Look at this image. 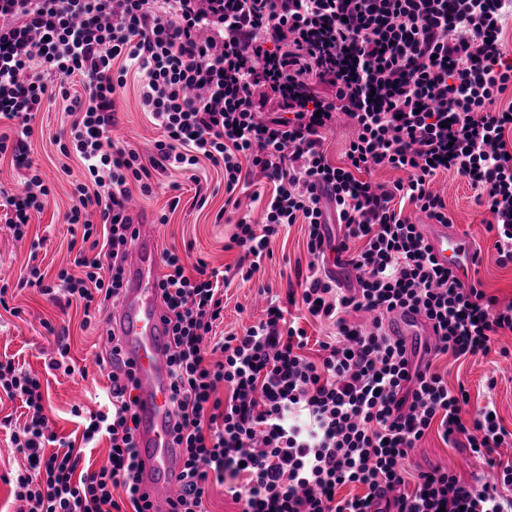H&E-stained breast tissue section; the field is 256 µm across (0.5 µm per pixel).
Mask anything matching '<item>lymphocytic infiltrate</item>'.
I'll return each instance as SVG.
<instances>
[{"label": "lymphocytic infiltrate", "mask_w": 512, "mask_h": 512, "mask_svg": "<svg viewBox=\"0 0 512 512\" xmlns=\"http://www.w3.org/2000/svg\"><path fill=\"white\" fill-rule=\"evenodd\" d=\"M511 21L512 0H224L208 14L200 0H0V156L26 171L24 193L0 187L14 237L27 236L50 195L29 153L44 104L66 101L71 122L55 142L83 170L65 215L83 227L72 270L50 282L35 262L18 287L80 303L91 324L122 296L130 188L151 196L155 175L205 160L224 172L225 207L238 212L236 193L246 189L263 204L259 220L236 222L235 265L200 258L188 268L176 251L161 256L169 400L184 449L165 512H207L209 485L237 478L241 512H512V462L494 457L512 434L493 407L465 415L467 389H450L433 367L444 355L489 353L500 331H512V300L441 266L401 209L450 223L432 184L443 172L461 175L490 214L498 264L512 265V103L498 104L512 91ZM132 70L159 131L147 155L111 136ZM321 84L332 95H320ZM269 97L281 114L259 119L258 101ZM343 115L356 135L336 165L323 136ZM381 169L403 177L372 181ZM256 173L273 183L269 199L252 190ZM299 222L308 226L307 275L285 303L269 301L264 319L210 342L225 288L260 272L272 240ZM330 248L355 287L318 271ZM290 305L335 327L318 360L305 356L309 338L287 318ZM405 308L431 323L434 342L408 349L390 336L388 317ZM353 312L370 314V327L348 321ZM108 341L98 360L110 382L102 409H72L84 425L77 444L52 430L38 376L0 361V392L26 411L20 426L0 419L28 462L12 481L26 512H154L138 493V385L120 337ZM432 428L485 460L493 480L464 482L435 467L406 490L400 462ZM104 440L107 464L84 466L83 449ZM350 485L364 494L340 496Z\"/></svg>", "instance_id": "1"}]
</instances>
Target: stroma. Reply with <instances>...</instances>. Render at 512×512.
<instances>
[{
    "label": "stroma",
    "instance_id": "1",
    "mask_svg": "<svg viewBox=\"0 0 512 512\" xmlns=\"http://www.w3.org/2000/svg\"><path fill=\"white\" fill-rule=\"evenodd\" d=\"M139 80L128 76L127 84L117 98L114 135L117 139L150 150L159 132L142 112L139 102ZM64 102H56L40 113L31 138L30 153L48 181L51 194L41 214L35 215L27 237L16 239L0 221V270L10 280H18L27 269L30 254H37L49 275L69 268L68 243L71 237L81 236L78 224L64 221L65 213L74 205L72 176L80 175L77 161H65L52 141L61 124L67 121ZM69 164L70 173H62V164ZM208 188L209 200L203 208L193 207L197 186ZM435 186L448 203L456 229L472 240L481 252L478 277L487 294L502 299L512 298V265L501 267L496 262L495 238L487 232L490 215L475 202L476 192L466 180L452 172L437 176ZM179 198L176 210H169L172 198ZM133 212L136 222L152 225L159 248L178 251L185 265L197 258L206 259L211 266L224 268L235 264L238 253L225 250L224 244L234 233L231 224L217 222L216 215L224 205V176L208 163H200L194 173L170 171L159 175L152 196H136ZM168 213V223H159L161 213ZM308 230L295 224L281 232L271 243L273 256L265 260L261 271L248 281L234 279L224 294V321L215 333L224 336L241 332L243 327L258 322L265 308L261 289L271 295L284 296L288 283L295 278V268L307 264ZM9 307L0 308V359L14 357L16 363L37 374L45 398V412L60 436L73 433L77 425L70 409L81 404L94 407L95 396L105 387L106 377L95 364L103 349V324L94 322L83 326V311L71 306L60 311L52 301L35 288H13L6 295ZM20 308V316H12L11 308ZM66 326L70 356L78 368L72 376L50 374L45 363L55 346L46 336L42 320ZM449 387L465 385L470 394L469 411H477L486 403H494L498 420L512 431V333L500 336L495 348L487 355H474L460 360L444 358L438 362ZM442 465L459 479L471 480L473 474L484 471L482 461L470 456L467 449L446 446L436 431H429L411 451L404 466L410 473Z\"/></svg>",
    "mask_w": 512,
    "mask_h": 512
}]
</instances>
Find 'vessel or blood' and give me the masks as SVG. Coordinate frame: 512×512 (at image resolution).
<instances>
[{"mask_svg": "<svg viewBox=\"0 0 512 512\" xmlns=\"http://www.w3.org/2000/svg\"><path fill=\"white\" fill-rule=\"evenodd\" d=\"M425 241L442 266L470 281L477 250L452 225L429 224ZM161 261L150 225L142 224L130 246L123 279L124 294L112 311L111 330L123 339L126 360L139 384L137 443L143 462L140 491L153 504H164L177 485L182 451L175 440L177 417L169 403L167 347L169 327L160 300ZM393 335L413 343L426 335L418 315L409 310L394 313L387 321Z\"/></svg>", "mask_w": 512, "mask_h": 512, "instance_id": "b4317fda", "label": "vessel or blood"}]
</instances>
